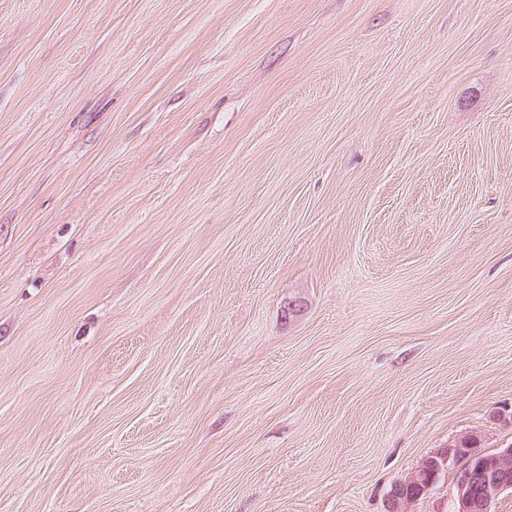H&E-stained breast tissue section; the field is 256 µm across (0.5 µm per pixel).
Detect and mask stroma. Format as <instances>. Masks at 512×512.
<instances>
[{
	"label": "stroma",
	"instance_id": "1",
	"mask_svg": "<svg viewBox=\"0 0 512 512\" xmlns=\"http://www.w3.org/2000/svg\"><path fill=\"white\" fill-rule=\"evenodd\" d=\"M510 412L512 0H0V512H387Z\"/></svg>",
	"mask_w": 512,
	"mask_h": 512
}]
</instances>
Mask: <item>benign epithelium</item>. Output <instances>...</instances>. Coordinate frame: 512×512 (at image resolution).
<instances>
[{
  "mask_svg": "<svg viewBox=\"0 0 512 512\" xmlns=\"http://www.w3.org/2000/svg\"><path fill=\"white\" fill-rule=\"evenodd\" d=\"M482 435L473 431L440 454L424 459L390 492L392 512H414L413 506L448 470L453 483L452 512H492L499 498L512 490V445L485 452Z\"/></svg>",
  "mask_w": 512,
  "mask_h": 512,
  "instance_id": "benign-epithelium-1",
  "label": "benign epithelium"
}]
</instances>
